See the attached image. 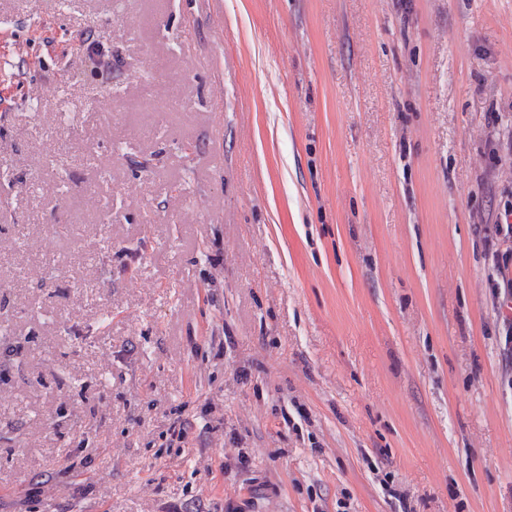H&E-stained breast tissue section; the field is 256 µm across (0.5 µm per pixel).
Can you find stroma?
Masks as SVG:
<instances>
[{
	"label": "stroma",
	"mask_w": 512,
	"mask_h": 512,
	"mask_svg": "<svg viewBox=\"0 0 512 512\" xmlns=\"http://www.w3.org/2000/svg\"><path fill=\"white\" fill-rule=\"evenodd\" d=\"M508 207L512 0H0V512H512Z\"/></svg>",
	"instance_id": "obj_1"
}]
</instances>
